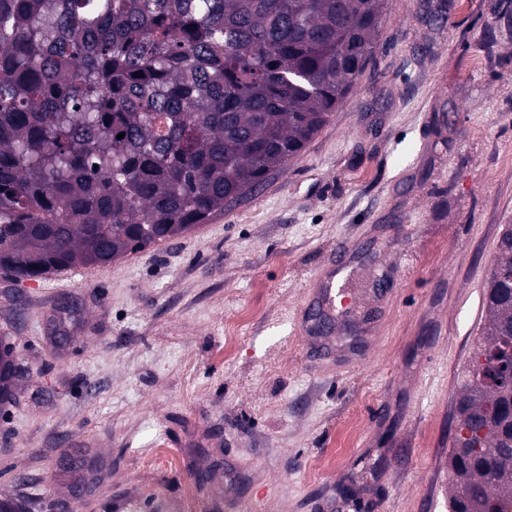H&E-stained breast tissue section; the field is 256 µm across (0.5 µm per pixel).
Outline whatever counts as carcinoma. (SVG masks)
Listing matches in <instances>:
<instances>
[{
    "instance_id": "cac0c4a2",
    "label": "carcinoma",
    "mask_w": 512,
    "mask_h": 512,
    "mask_svg": "<svg viewBox=\"0 0 512 512\" xmlns=\"http://www.w3.org/2000/svg\"><path fill=\"white\" fill-rule=\"evenodd\" d=\"M382 20L383 0H0V270L106 266L224 213L330 122ZM482 305L448 512L512 503L511 224ZM17 377L0 340V402Z\"/></svg>"
}]
</instances>
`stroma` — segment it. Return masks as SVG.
Wrapping results in <instances>:
<instances>
[{
  "label": "stroma",
  "instance_id": "35a3bbf8",
  "mask_svg": "<svg viewBox=\"0 0 512 512\" xmlns=\"http://www.w3.org/2000/svg\"><path fill=\"white\" fill-rule=\"evenodd\" d=\"M512 224V0H386L332 121L223 214L0 272V499L23 512H448L458 376ZM352 251L335 355L306 297ZM19 367L15 361L14 348L0 340V402L13 394Z\"/></svg>",
  "mask_w": 512,
  "mask_h": 512
}]
</instances>
